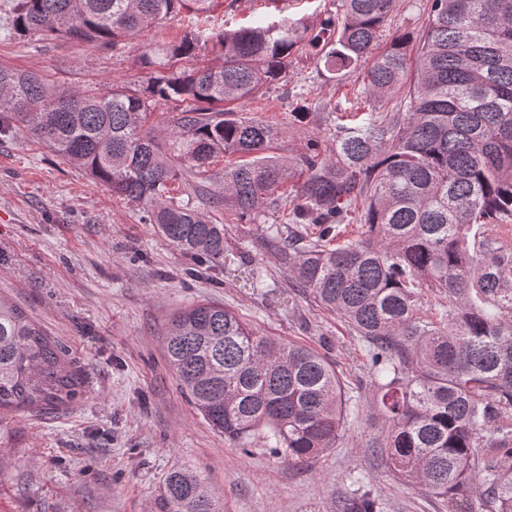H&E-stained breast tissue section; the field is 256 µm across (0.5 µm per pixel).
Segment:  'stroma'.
<instances>
[{
    "label": "stroma",
    "mask_w": 512,
    "mask_h": 512,
    "mask_svg": "<svg viewBox=\"0 0 512 512\" xmlns=\"http://www.w3.org/2000/svg\"><path fill=\"white\" fill-rule=\"evenodd\" d=\"M0 0V66L76 88L109 90L144 73V46L180 41L198 18H169L112 49L59 38L18 36ZM338 0H213V30L288 15L317 28ZM428 0H397L385 37L420 38ZM362 75L328 79L300 43L281 80L245 103L246 115L287 118L305 96L310 117L290 126L277 149L295 156L307 139L329 148L328 105L351 108ZM211 165L208 212L224 226L227 259L209 265L167 243L137 207L113 197L66 158L27 133L0 134V294L63 345L79 377L73 402L0 413V512H149L160 482L176 466L202 473L224 512H341L362 490L384 512H470L468 501L436 496L389 469L372 442L384 419L370 407L372 376L347 323L296 287L279 255L253 224L238 223L219 198ZM200 300L224 304L261 335L318 351L360 397L336 448L306 464L267 451L242 453L213 432L181 393L162 337L176 311Z\"/></svg>",
    "instance_id": "35a3bbf8"
}]
</instances>
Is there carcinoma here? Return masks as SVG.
<instances>
[{
  "label": "carcinoma",
  "mask_w": 512,
  "mask_h": 512,
  "mask_svg": "<svg viewBox=\"0 0 512 512\" xmlns=\"http://www.w3.org/2000/svg\"><path fill=\"white\" fill-rule=\"evenodd\" d=\"M213 0H14L12 31L117 47ZM395 0H339L310 33L332 78L362 69V94L393 96L414 69L402 111L366 112L347 125L331 109L335 146L311 139L288 163L274 150L286 127L241 113L288 69L307 31L286 17L217 33L197 26L174 44L144 49L136 86L59 91L29 72L0 67V133L23 128L112 195L140 207L145 224L183 253L224 264V225L202 173L224 166V207L258 224L295 283L344 319L364 343L372 406L388 427L372 447L432 493L479 495L482 512H512V466L480 464L474 449L512 458V249L492 224L512 223V0H431L410 60L411 38L378 50ZM211 47L219 62L187 67ZM175 105L176 131L149 123ZM304 177L295 185L290 181ZM291 185L292 224H266ZM356 220L360 236L340 241ZM448 299L427 315L426 297ZM165 361L182 394L215 432L242 448L254 441L295 463L337 446L351 412L334 369L305 345L260 336L234 311L199 301L174 313ZM61 344L0 298V412L76 398ZM200 472L175 467L152 512H222ZM345 512H382L365 494Z\"/></svg>",
  "instance_id": "1"
}]
</instances>
